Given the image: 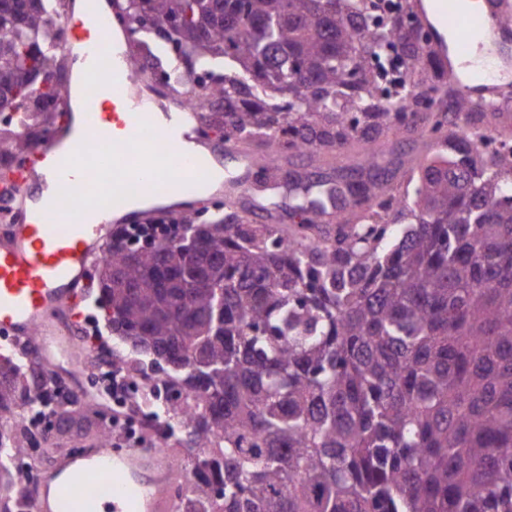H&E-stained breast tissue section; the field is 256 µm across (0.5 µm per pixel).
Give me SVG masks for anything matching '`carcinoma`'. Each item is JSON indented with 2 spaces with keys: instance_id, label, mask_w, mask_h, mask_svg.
I'll return each instance as SVG.
<instances>
[{
  "instance_id": "1",
  "label": "carcinoma",
  "mask_w": 512,
  "mask_h": 512,
  "mask_svg": "<svg viewBox=\"0 0 512 512\" xmlns=\"http://www.w3.org/2000/svg\"><path fill=\"white\" fill-rule=\"evenodd\" d=\"M59 0H0V158L54 123ZM143 51L224 140L357 165L334 183L288 185L294 228L182 219L200 241L107 248L102 308L118 330L182 362L162 383L169 428L202 452L180 512H512V170L485 160L496 110L462 98L468 132L430 111L448 85L380 0H127ZM224 59V74L216 73ZM421 129L435 144L397 158L379 146ZM332 224L334 228L324 229ZM46 371L0 358V512H28L13 461L33 434L16 410L54 395Z\"/></svg>"
}]
</instances>
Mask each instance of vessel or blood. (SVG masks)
<instances>
[{
  "instance_id": "b4317fda",
  "label": "vessel or blood",
  "mask_w": 512,
  "mask_h": 512,
  "mask_svg": "<svg viewBox=\"0 0 512 512\" xmlns=\"http://www.w3.org/2000/svg\"><path fill=\"white\" fill-rule=\"evenodd\" d=\"M424 0L409 7L427 29L428 47L452 78L457 97L470 102L512 99V0H483L466 13L459 0ZM97 16L90 44L96 64L84 82L89 110L67 113L13 183L21 216L0 235V333L17 341L35 338L42 366L73 379L84 371L76 348L82 289L92 260L103 253L118 223L152 219V212L125 210L127 200L151 191L177 198L168 215L189 211L207 187L218 158L233 163L236 177L225 195L252 193L255 162L233 146L216 152L199 133L197 112L151 111L132 89L125 62L101 0H82ZM165 449L133 445L118 450L103 440L82 452L54 459L40 475L30 512H176L168 492Z\"/></svg>"
}]
</instances>
